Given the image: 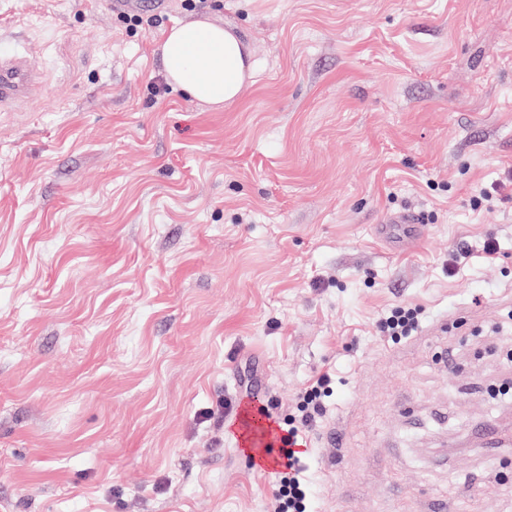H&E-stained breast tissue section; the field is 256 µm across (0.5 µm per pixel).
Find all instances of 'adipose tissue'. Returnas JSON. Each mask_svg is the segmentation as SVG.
I'll return each mask as SVG.
<instances>
[{"mask_svg": "<svg viewBox=\"0 0 512 512\" xmlns=\"http://www.w3.org/2000/svg\"><path fill=\"white\" fill-rule=\"evenodd\" d=\"M161 58L174 86L216 108L237 99L252 74L249 47L237 30L206 20L167 31Z\"/></svg>", "mask_w": 512, "mask_h": 512, "instance_id": "obj_1", "label": "adipose tissue"}]
</instances>
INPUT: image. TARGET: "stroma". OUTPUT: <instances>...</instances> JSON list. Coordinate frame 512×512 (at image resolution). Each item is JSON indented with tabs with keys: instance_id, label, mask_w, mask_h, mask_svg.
<instances>
[{
	"instance_id": "obj_1",
	"label": "stroma",
	"mask_w": 512,
	"mask_h": 512,
	"mask_svg": "<svg viewBox=\"0 0 512 512\" xmlns=\"http://www.w3.org/2000/svg\"><path fill=\"white\" fill-rule=\"evenodd\" d=\"M141 15L0 0L42 81L0 111V512H276L250 414L325 374L343 444L309 435V512H512V0ZM199 19L251 51L220 108L151 91ZM402 212L418 235L380 238ZM396 305L423 320L393 341Z\"/></svg>"
}]
</instances>
